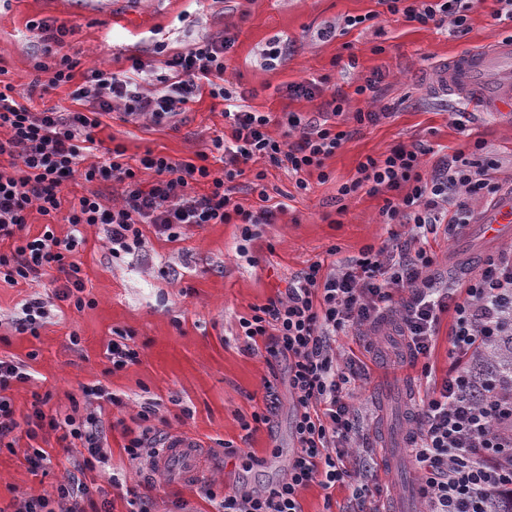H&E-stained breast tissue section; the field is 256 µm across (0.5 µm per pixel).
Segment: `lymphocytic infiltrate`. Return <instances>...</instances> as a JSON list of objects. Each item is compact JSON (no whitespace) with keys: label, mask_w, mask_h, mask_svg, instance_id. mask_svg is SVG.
<instances>
[{"label":"lymphocytic infiltrate","mask_w":512,"mask_h":512,"mask_svg":"<svg viewBox=\"0 0 512 512\" xmlns=\"http://www.w3.org/2000/svg\"><path fill=\"white\" fill-rule=\"evenodd\" d=\"M379 2L409 22L448 25L457 34L468 30L464 0ZM29 28L37 37L36 69L47 74L49 86L74 84L76 64L64 51L67 27L33 20ZM235 41L229 32L205 36L157 64L134 56L125 70L90 68L73 92L75 99L88 101L84 112L34 111L12 83L0 78V130L7 132L0 137V157L9 159L8 165H0V240L13 243L0 252V280L31 285L53 271L62 282L59 298L81 307L85 282L74 256L84 243L82 226H104L116 256L141 246L146 224L170 240L190 226L238 224L243 240L249 241L255 227L273 223L286 205H267L262 170L247 187L263 199V207L249 210L236 203L234 183L245 165L265 160L296 175L298 188L307 189L306 174L322 169L350 137L343 128L349 118L347 97L327 93L324 82L311 80L287 84L284 92L289 98L320 100L315 115L286 111L275 120L254 110L245 92L226 76V56ZM205 95L223 102L230 127L229 135L212 141L219 168L211 167L204 151L180 161L149 151L133 167L117 147L102 150L99 162L83 167L86 153L98 149L92 131L102 116L119 111L128 121L148 118L160 124ZM274 121L281 128L277 138L268 131ZM474 148L472 154L459 150L430 165L424 161L429 149L421 143L367 157L339 194L364 190L383 196L382 221L397 225V232L358 257L327 268L319 262L309 265L293 276L286 292L254 306L251 316L241 319L247 349L263 347L269 366L287 367L297 451L280 481L225 494L221 512H303L300 493L313 483L325 489L352 484L357 512H382L381 505L367 503L374 495L361 477L367 462L359 461L353 470L345 464L359 429L351 384L364 376L365 368L352 360L338 363L334 344L338 336H361L391 322L414 366L430 354L445 314L452 321L448 352L453 366L428 387L414 415L411 455L425 512H489L490 503H512V390L493 383L480 386L475 371L480 355L512 325V249L456 280L438 274L437 257L429 247L439 226L463 233L477 205L494 200L500 190L498 160L484 155L482 142ZM147 172L152 181L144 180ZM79 177L121 185V206H106L95 193L84 195L69 209L66 237L49 228L27 236L30 211L54 217L65 182ZM29 378L24 364L0 359V446L17 429H25L32 439L50 429L79 441L85 453L73 474L57 486L54 500L28 499L24 512H86L100 492L85 474L106 460L105 426L95 414L82 419L49 414L38 402L24 421H17L5 392ZM156 416L155 404H141L137 417L143 427L125 446L131 458L155 453L164 441Z\"/></svg>","instance_id":"f902f5d3"}]
</instances>
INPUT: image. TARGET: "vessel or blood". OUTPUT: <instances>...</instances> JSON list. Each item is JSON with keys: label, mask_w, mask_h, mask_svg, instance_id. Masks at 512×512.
<instances>
[{"label": "vessel or blood", "mask_w": 512, "mask_h": 512, "mask_svg": "<svg viewBox=\"0 0 512 512\" xmlns=\"http://www.w3.org/2000/svg\"><path fill=\"white\" fill-rule=\"evenodd\" d=\"M512 69V42L491 41L487 46L460 52L436 68L435 91L443 96L466 99L470 110L512 112V92L502 91L488 81L491 71ZM487 238L498 239L512 228V193L503 195L482 221ZM201 443L198 439L175 434L168 438L155 459L157 472H173L181 481L196 480L200 473Z\"/></svg>", "instance_id": "b4317fda"}]
</instances>
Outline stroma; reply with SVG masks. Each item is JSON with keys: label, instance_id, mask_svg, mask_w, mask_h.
<instances>
[{"label": "stroma", "instance_id": "stroma-1", "mask_svg": "<svg viewBox=\"0 0 512 512\" xmlns=\"http://www.w3.org/2000/svg\"><path fill=\"white\" fill-rule=\"evenodd\" d=\"M499 7L498 0H473L467 12L469 31L457 37L382 11L377 0H0V67L24 94L37 61L36 37L27 23L43 19L66 24L67 52L82 72L96 65L126 69L132 55L154 59L159 40L172 54L186 51L203 36L229 30L237 40L227 76L249 91L247 103L255 110L275 115L284 109L316 111L317 101L291 100L277 89L323 76L330 90L347 95V112L365 110L369 104L354 88L376 70L384 75L380 102L392 110L389 118L360 127L325 160L323 172L307 174V190L297 188L294 176L266 166L267 192L287 208L275 223L259 225L252 241L242 240L236 224L189 228L173 241L147 225L142 246L115 258L102 226L87 225L77 260L89 306L79 309L56 298L58 286L47 278L34 289L0 283V358L23 362L31 373L28 381L6 392L15 414H29L39 394L48 396L49 410L100 417L107 427V474L93 471L87 478L101 487L111 512H128L129 506L107 482L110 474L131 483L151 478L155 512H172L177 500L186 502L189 512H217L224 493L282 479L296 451L288 385L278 382L272 427L243 430V422L265 408L269 369L263 352L244 349L239 321L250 315L252 306L285 291L292 277L310 264L359 255L394 232V225L381 221L382 197L361 191L344 202L336 200L340 186L354 178L366 157L418 141L439 155L469 152L479 140L501 163L503 191L512 190V117L469 113L466 126H459L453 115L469 112L467 103L430 89L437 65L446 58L494 39L512 40V23L497 25L491 18ZM347 16L363 17L364 22L335 41L315 40L324 22ZM274 39L290 42L293 51L269 70L259 52ZM351 55L357 68L345 66ZM227 130L223 103L205 95L169 125L127 122L121 113H111L103 117L95 138L108 148L122 146L133 164L148 150L192 159ZM431 246L440 271L452 275L471 254L482 257L490 251L475 224L456 237L438 235ZM35 294L46 302L48 316L33 336L16 331L13 322ZM117 330L129 332L128 343L138 352L137 362L119 371L105 357ZM336 346L341 356L362 358L369 367V379L355 385L353 404L375 459L373 484L401 491L413 512H422L405 443L411 430L407 410L418 397L420 367L402 360L400 338L389 325L371 337H337ZM85 386L104 387L122 399V406L83 396ZM144 402L156 404L161 429L204 442L197 482L167 479L126 453L127 433L138 430L135 415ZM228 443L240 448L241 456H225ZM34 445L51 459L46 471H32L26 461ZM382 452L392 457L394 469L378 464ZM79 457V449L59 432L42 433L34 441L18 433L12 448L0 447V512H20L32 497L54 499L56 486Z\"/></svg>", "mask_w": 512, "mask_h": 512}]
</instances>
